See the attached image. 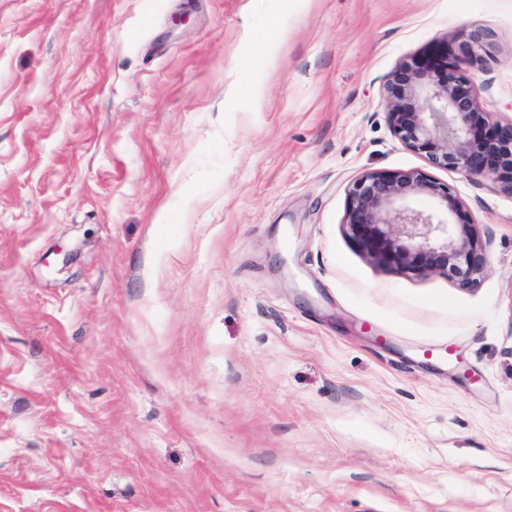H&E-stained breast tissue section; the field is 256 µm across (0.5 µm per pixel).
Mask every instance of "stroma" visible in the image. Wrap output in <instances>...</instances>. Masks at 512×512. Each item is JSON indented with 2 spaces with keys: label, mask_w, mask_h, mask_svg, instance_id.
Instances as JSON below:
<instances>
[{
  "label": "stroma",
  "mask_w": 512,
  "mask_h": 512,
  "mask_svg": "<svg viewBox=\"0 0 512 512\" xmlns=\"http://www.w3.org/2000/svg\"><path fill=\"white\" fill-rule=\"evenodd\" d=\"M512 123V0H0V512H512V193L387 121L410 58ZM430 171L480 283L372 265ZM436 200L433 212L406 204ZM448 185L418 171H374L348 189L343 226L381 269L408 277L438 275L461 287L476 286L488 266L483 241Z\"/></svg>",
  "instance_id": "35a3bbf8"
}]
</instances>
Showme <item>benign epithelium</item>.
<instances>
[{
    "label": "benign epithelium",
    "instance_id": "7a95c632",
    "mask_svg": "<svg viewBox=\"0 0 512 512\" xmlns=\"http://www.w3.org/2000/svg\"><path fill=\"white\" fill-rule=\"evenodd\" d=\"M487 38L470 34L444 69L414 58L402 61L385 84L388 122L394 134L440 169L487 179L512 192V124L482 110L479 91L465 77ZM429 196L430 213L406 204ZM343 226L381 269L408 277L438 275L474 287L488 266L483 241L448 185L418 171H374L348 189Z\"/></svg>",
    "mask_w": 512,
    "mask_h": 512
}]
</instances>
